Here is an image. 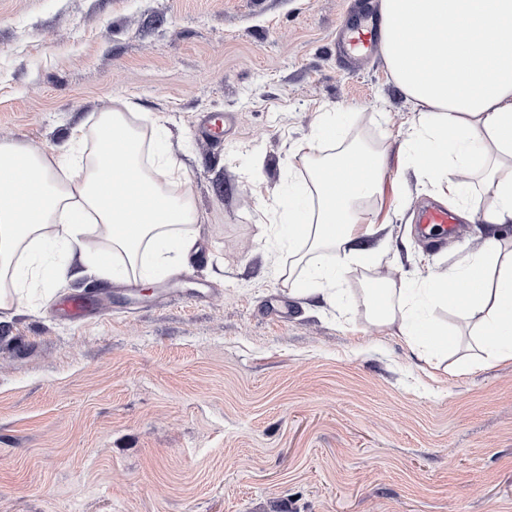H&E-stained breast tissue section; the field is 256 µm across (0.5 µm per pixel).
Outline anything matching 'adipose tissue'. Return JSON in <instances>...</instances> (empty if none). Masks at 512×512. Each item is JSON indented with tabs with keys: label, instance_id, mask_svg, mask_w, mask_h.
Wrapping results in <instances>:
<instances>
[{
	"label": "adipose tissue",
	"instance_id": "adipose-tissue-1",
	"mask_svg": "<svg viewBox=\"0 0 512 512\" xmlns=\"http://www.w3.org/2000/svg\"><path fill=\"white\" fill-rule=\"evenodd\" d=\"M383 56L402 91L421 114L409 134L408 159L449 195L463 196L467 178H480L494 204L486 223H512V0H381ZM139 113L116 107L91 127H73L57 149L34 153L0 142V308L21 304L42 273L47 245L65 250L49 279L88 274L105 278L120 254L140 275L162 272L193 247L185 225L197 211L187 177L162 148L164 127L145 141ZM340 116L323 113L314 140L315 162L290 186L275 211L272 232L287 228L300 246L311 284L328 300L347 264L367 259L355 223L362 201L382 183L385 159L373 149L340 145L316 158L321 142H338ZM359 160L369 173H350ZM101 245L91 246L90 237ZM467 268L442 284L390 288L372 313L376 323L400 324L427 364L447 350V330L423 315L437 303L481 312L475 345L492 358L512 360V256L499 259L495 241ZM335 263H327L328 254Z\"/></svg>",
	"mask_w": 512,
	"mask_h": 512
}]
</instances>
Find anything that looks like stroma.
I'll list each match as a JSON object with an SVG mask.
<instances>
[{"instance_id": "35a3bbf8", "label": "stroma", "mask_w": 512, "mask_h": 512, "mask_svg": "<svg viewBox=\"0 0 512 512\" xmlns=\"http://www.w3.org/2000/svg\"><path fill=\"white\" fill-rule=\"evenodd\" d=\"M353 0H0V142L41 152L124 103L161 120L202 262L151 281L49 283L0 314V512H512V361L477 312L429 372L366 288L447 281L483 249L493 197L444 198L406 161L420 118L383 55L350 68ZM387 163L361 206L371 250L333 305L269 234L323 112ZM224 115L220 142L195 117ZM464 212L432 248L419 205ZM86 298L73 323L56 312Z\"/></svg>"}]
</instances>
